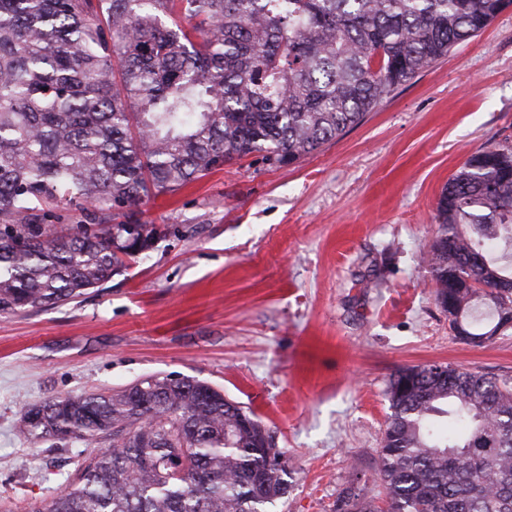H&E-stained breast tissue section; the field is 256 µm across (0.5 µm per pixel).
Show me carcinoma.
<instances>
[{
  "instance_id": "1",
  "label": "carcinoma",
  "mask_w": 512,
  "mask_h": 512,
  "mask_svg": "<svg viewBox=\"0 0 512 512\" xmlns=\"http://www.w3.org/2000/svg\"><path fill=\"white\" fill-rule=\"evenodd\" d=\"M510 6L0 0V314L101 287L154 244L144 201L251 155L281 165L316 151ZM49 204L90 223L59 231ZM437 219L435 300L455 336L511 331V143L470 156ZM387 395V512H512L511 380L429 364L398 371ZM19 432L97 449L30 512H269L288 494L272 432L191 377L56 396L24 407ZM334 512L380 510L354 481Z\"/></svg>"
}]
</instances>
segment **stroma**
<instances>
[{"label": "stroma", "mask_w": 512, "mask_h": 512, "mask_svg": "<svg viewBox=\"0 0 512 512\" xmlns=\"http://www.w3.org/2000/svg\"><path fill=\"white\" fill-rule=\"evenodd\" d=\"M507 140L512 8L295 164L252 155L145 201L165 229L145 258L74 302L0 317V504L51 499L89 454L26 441L22 407L169 373L273 431L292 478L271 512H333L359 469L378 493L397 370L512 378V334L458 340L428 262L443 186Z\"/></svg>", "instance_id": "stroma-1"}]
</instances>
